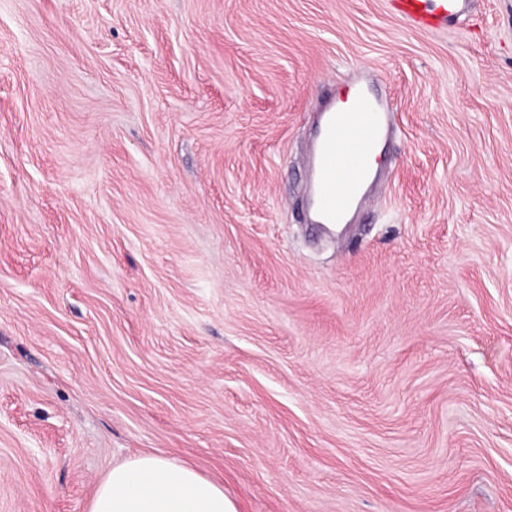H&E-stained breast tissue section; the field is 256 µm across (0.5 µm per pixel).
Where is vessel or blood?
<instances>
[{"mask_svg": "<svg viewBox=\"0 0 512 512\" xmlns=\"http://www.w3.org/2000/svg\"><path fill=\"white\" fill-rule=\"evenodd\" d=\"M471 0H392L398 19L425 31L454 26L470 8ZM352 89L350 109L330 104L320 113L312 155L311 195L316 223L339 224L364 197L372 173L368 155L390 128V111L370 94V77L360 74Z\"/></svg>", "mask_w": 512, "mask_h": 512, "instance_id": "vessel-or-blood-1", "label": "vessel or blood"}]
</instances>
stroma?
<instances>
[{
  "mask_svg": "<svg viewBox=\"0 0 512 512\" xmlns=\"http://www.w3.org/2000/svg\"><path fill=\"white\" fill-rule=\"evenodd\" d=\"M360 70L395 131L318 235ZM143 452L238 512H512V0H0V512ZM395 16L410 27L443 31L465 15L473 0H391Z\"/></svg>",
  "mask_w": 512,
  "mask_h": 512,
  "instance_id": "obj_1",
  "label": "stroma"
}]
</instances>
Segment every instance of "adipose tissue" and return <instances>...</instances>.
<instances>
[{
	"mask_svg": "<svg viewBox=\"0 0 512 512\" xmlns=\"http://www.w3.org/2000/svg\"><path fill=\"white\" fill-rule=\"evenodd\" d=\"M89 512H238L223 487L194 468L144 453L112 470L98 484Z\"/></svg>",
	"mask_w": 512,
	"mask_h": 512,
	"instance_id": "1",
	"label": "adipose tissue"
}]
</instances>
